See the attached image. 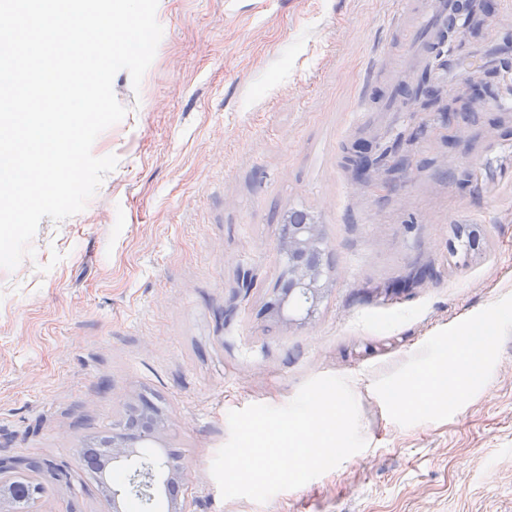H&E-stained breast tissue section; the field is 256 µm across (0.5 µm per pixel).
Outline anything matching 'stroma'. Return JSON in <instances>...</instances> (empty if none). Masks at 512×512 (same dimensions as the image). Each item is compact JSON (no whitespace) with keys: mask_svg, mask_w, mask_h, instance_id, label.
<instances>
[{"mask_svg":"<svg viewBox=\"0 0 512 512\" xmlns=\"http://www.w3.org/2000/svg\"><path fill=\"white\" fill-rule=\"evenodd\" d=\"M394 0H158L163 37L127 114L95 140L116 156L85 210L43 219L34 257L0 268V458L67 463L44 512H112L78 459L148 399L182 455L191 512H512V0L476 9L451 53L405 63ZM481 68L485 104L466 105ZM438 91L393 112L397 84ZM377 104L358 111L360 101ZM468 111L453 142L447 112ZM401 141L407 167L357 185L343 147ZM320 215L337 278L311 323L260 310L289 208ZM483 235L481 258L457 231ZM427 282L398 289L419 267ZM483 379L454 400L400 399L429 366L454 378L473 336ZM349 378L362 451L263 503L211 475L228 413L282 407L309 379Z\"/></svg>","mask_w":512,"mask_h":512,"instance_id":"obj_1","label":"stroma"}]
</instances>
